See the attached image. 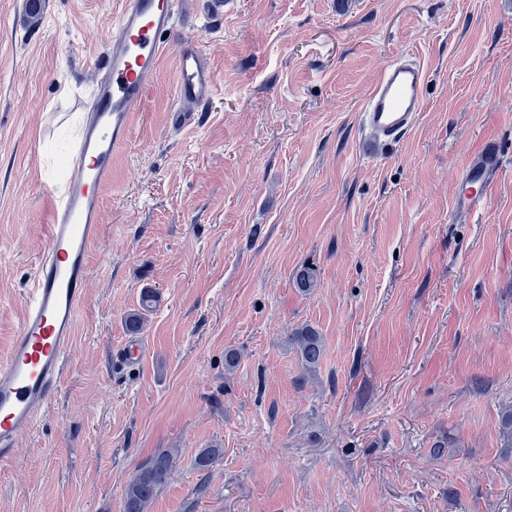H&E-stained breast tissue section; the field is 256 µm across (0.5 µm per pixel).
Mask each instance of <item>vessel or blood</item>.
I'll list each match as a JSON object with an SVG mask.
<instances>
[{"mask_svg":"<svg viewBox=\"0 0 512 512\" xmlns=\"http://www.w3.org/2000/svg\"><path fill=\"white\" fill-rule=\"evenodd\" d=\"M179 7L180 0H123L70 170L49 188L47 245L31 274L20 333L0 359L1 463L12 458L20 434L48 410L62 386L76 313L90 280L88 257L101 233V191L111 177L113 157L131 138ZM176 70L182 102L206 101L218 88V77L194 39L182 41ZM425 82L426 69L415 52L388 62L360 113L372 145L397 142L414 128ZM502 169L498 145L485 142L459 176L453 212H481Z\"/></svg>","mask_w":512,"mask_h":512,"instance_id":"1","label":"vessel or blood"}]
</instances>
